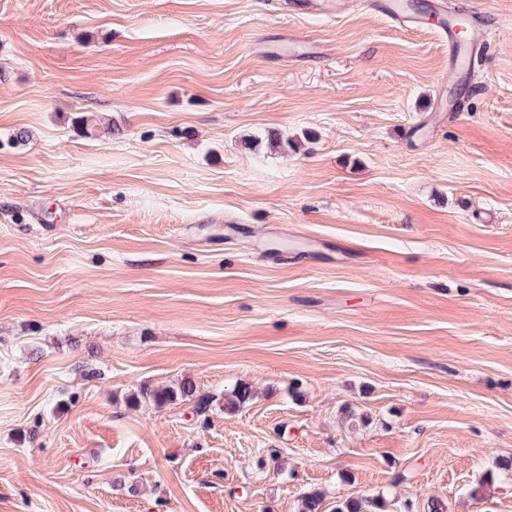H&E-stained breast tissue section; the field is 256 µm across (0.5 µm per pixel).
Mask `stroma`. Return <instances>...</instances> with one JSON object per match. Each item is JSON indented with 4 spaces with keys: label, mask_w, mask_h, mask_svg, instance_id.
<instances>
[{
    "label": "stroma",
    "mask_w": 512,
    "mask_h": 512,
    "mask_svg": "<svg viewBox=\"0 0 512 512\" xmlns=\"http://www.w3.org/2000/svg\"><path fill=\"white\" fill-rule=\"evenodd\" d=\"M372 2L0 0V512H512V0ZM196 387L191 380H184L177 388L143 389L142 397L153 405L161 406L178 397L192 400L196 395Z\"/></svg>",
    "instance_id": "stroma-1"
}]
</instances>
